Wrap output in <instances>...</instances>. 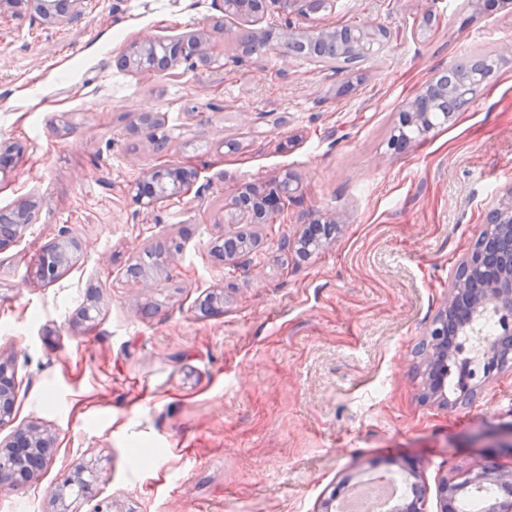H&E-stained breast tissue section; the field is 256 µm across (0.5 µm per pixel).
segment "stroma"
Returning <instances> with one entry per match:
<instances>
[{"label":"stroma","mask_w":512,"mask_h":512,"mask_svg":"<svg viewBox=\"0 0 512 512\" xmlns=\"http://www.w3.org/2000/svg\"><path fill=\"white\" fill-rule=\"evenodd\" d=\"M221 0H87L64 27L0 5V152L24 158L0 176V210L39 204L0 251V355L12 359L16 417L56 435L37 479L0 488V512H49L46 491L90 455L98 502L137 512H320L343 480L414 465L425 512L441 479L512 463L494 448L512 424V366L423 400L426 332L487 206L512 187V54L489 85L429 137L391 154L402 103L449 66L512 45V9L467 0H335L331 14L251 25ZM429 27H422L426 15ZM372 21L389 38L356 69L283 52L280 33ZM206 29L220 70L181 63L166 76L115 66L133 40ZM270 35L242 53L240 35ZM161 113L156 149L139 126ZM191 164L190 194L143 208L139 182ZM301 186L275 224H228L224 203L284 174ZM336 231L310 257L281 251L318 216ZM72 230L87 255L54 283L27 256ZM258 245L238 266L222 234ZM184 239L153 286L127 267L146 248ZM98 288L92 331L72 328ZM224 293L219 315L197 308Z\"/></svg>","instance_id":"1"}]
</instances>
